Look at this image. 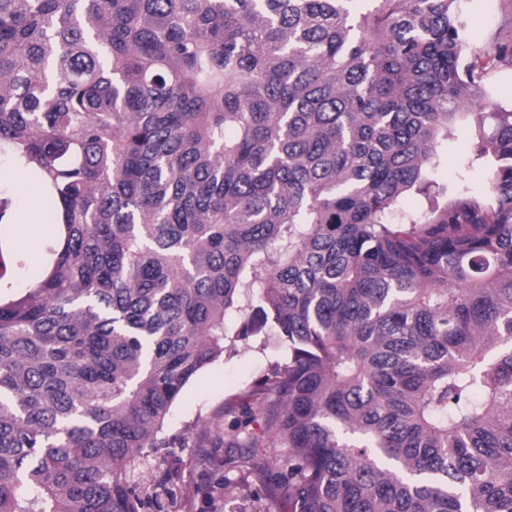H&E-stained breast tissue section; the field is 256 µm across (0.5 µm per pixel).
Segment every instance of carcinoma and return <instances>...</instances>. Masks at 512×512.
I'll use <instances>...</instances> for the list:
<instances>
[{"mask_svg":"<svg viewBox=\"0 0 512 512\" xmlns=\"http://www.w3.org/2000/svg\"><path fill=\"white\" fill-rule=\"evenodd\" d=\"M454 2L0 0V160L60 225L0 296V512H178L173 405L267 336L224 412L272 512H512V111H466L512 43ZM454 134V140L448 144V161L444 169L445 175L447 174L448 183H459L460 178L464 177L470 186H474L476 183V173L465 168L471 139L467 136V132L460 128Z\"/></svg>","mask_w":512,"mask_h":512,"instance_id":"obj_1","label":"carcinoma"}]
</instances>
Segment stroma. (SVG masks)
<instances>
[{
    "mask_svg": "<svg viewBox=\"0 0 512 512\" xmlns=\"http://www.w3.org/2000/svg\"><path fill=\"white\" fill-rule=\"evenodd\" d=\"M457 7L468 25L473 41L479 45L512 40V0H458ZM472 112H496L512 109V67L502 65L486 77L484 91L468 106ZM53 237L38 244L18 246L12 239V227L0 224V265L12 292L34 285L43 275ZM280 356V340L270 337L265 346L235 347L224 357L202 369L183 389L174 404L167 431L188 433L191 445L172 448L168 461L178 469L186 485L183 512H202L203 505L194 490L208 483L211 468L193 462V446L212 450L216 459H228L232 476L247 480L240 470L234 447L237 432L232 417L224 413L225 404L237 401L241 394Z\"/></svg>",
    "mask_w": 512,
    "mask_h": 512,
    "instance_id": "35a3bbf8",
    "label": "stroma"
}]
</instances>
